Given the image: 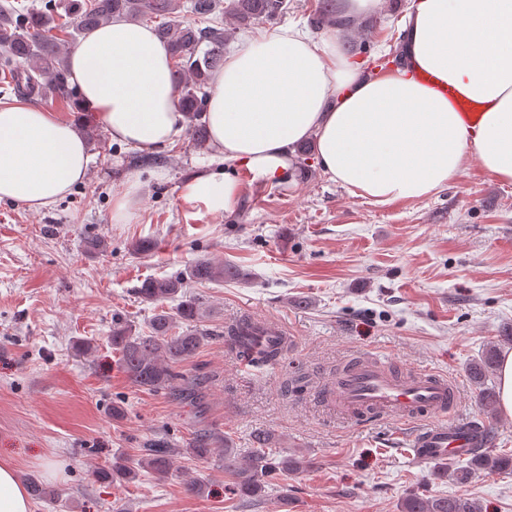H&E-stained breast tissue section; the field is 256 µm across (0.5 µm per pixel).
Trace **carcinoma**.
Returning <instances> with one entry per match:
<instances>
[{"label": "carcinoma", "instance_id": "carcinoma-1", "mask_svg": "<svg viewBox=\"0 0 512 512\" xmlns=\"http://www.w3.org/2000/svg\"><path fill=\"white\" fill-rule=\"evenodd\" d=\"M287 0H43L40 8L15 5L10 0L0 3V96L14 94L30 100L54 97L76 100L75 90L66 81V59L71 47L86 31L112 22L116 17L139 22L161 19L156 32L166 43L173 66L171 80L178 92L177 108L189 121V132L197 145L207 141L205 124L200 120L206 111L210 75L224 63V45L234 30L257 21L273 22L287 10ZM222 12L230 27L214 26L213 15ZM191 14L199 22L184 23ZM205 25H200V22ZM314 30L349 27L352 20L337 16L336 0H319L309 20ZM191 279L203 283L224 279L240 280L246 273L231 264L208 259L195 262L188 271ZM183 288L179 277L153 278L142 282L139 297L154 305L148 334L134 335L132 326H112V346L120 353V365L128 381L150 391L182 390V374L176 366L193 358L209 342L213 333L198 328L200 305L195 298L181 300L175 310L165 309L164 302L173 300ZM259 325L246 321L230 329L225 342L240 356L261 365H275L284 354L282 340L269 341L257 334ZM512 343L507 333L487 347L469 368L471 380L481 388L485 405L496 402L494 390L485 380L499 366L500 346ZM175 450L160 443L142 449L137 463L115 459L112 469L99 477L134 480L145 469L158 478L171 472ZM198 461L217 459L224 472L232 477L229 492L246 501L264 496L267 478L272 473L283 475L304 471L312 461L297 453L284 454L269 448V437L256 431L250 447H213L210 436L201 434L183 449ZM512 472L511 455H491L483 451L470 454L466 465L452 472L460 484L470 481L478 470ZM400 512H478L475 503L461 497L428 496L411 493L400 505Z\"/></svg>", "mask_w": 512, "mask_h": 512}]
</instances>
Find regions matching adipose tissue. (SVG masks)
I'll return each instance as SVG.
<instances>
[{
    "mask_svg": "<svg viewBox=\"0 0 512 512\" xmlns=\"http://www.w3.org/2000/svg\"><path fill=\"white\" fill-rule=\"evenodd\" d=\"M403 65L377 74L342 41L295 26L248 39L210 77L206 122L220 161L254 182L295 175L298 144L311 142L329 180L367 203L415 201L442 190L472 159L512 183V0H411ZM172 60L150 26L122 19L86 32L68 59L69 81L112 141L148 151L172 145L186 123L177 110ZM433 75L477 103L465 120ZM92 161L77 121L17 101L0 105V200L51 207L83 181ZM240 187L228 172H199L185 202L231 209ZM25 484L0 459V512H32Z\"/></svg>",
    "mask_w": 512,
    "mask_h": 512,
    "instance_id": "1",
    "label": "adipose tissue"
}]
</instances>
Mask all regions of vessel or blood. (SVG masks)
<instances>
[{
    "label": "vessel or blood",
    "instance_id": "obj_1",
    "mask_svg": "<svg viewBox=\"0 0 512 512\" xmlns=\"http://www.w3.org/2000/svg\"><path fill=\"white\" fill-rule=\"evenodd\" d=\"M420 79L447 96L465 119H474L479 107L459 97L449 86L424 73ZM336 405L340 410L365 416L385 415L402 422L428 416L444 417L454 408L457 391L446 376L418 371L403 378L390 375L383 366L368 357L352 363L337 381ZM478 444L473 425L438 424L420 429L415 435V456L420 460L467 455Z\"/></svg>",
    "mask_w": 512,
    "mask_h": 512
}]
</instances>
